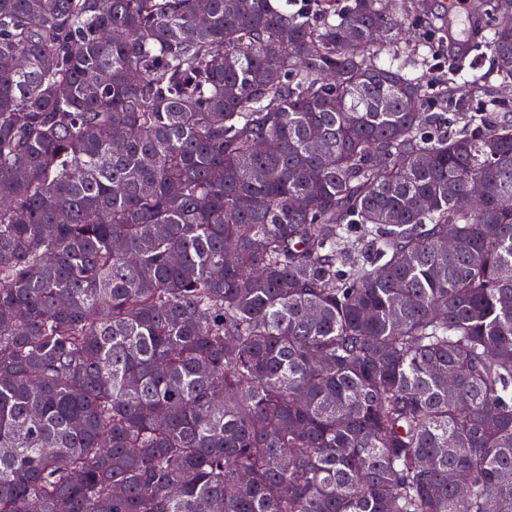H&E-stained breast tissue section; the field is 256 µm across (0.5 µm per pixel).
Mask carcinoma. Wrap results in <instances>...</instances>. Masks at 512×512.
<instances>
[{
	"mask_svg": "<svg viewBox=\"0 0 512 512\" xmlns=\"http://www.w3.org/2000/svg\"><path fill=\"white\" fill-rule=\"evenodd\" d=\"M206 2L0 0V512H512V0ZM423 1L425 12L421 13V15L408 17L403 21V25L398 30V44L400 45L399 50L408 51V49H411L413 45L418 44V42L415 39L413 41H410V43H408V41L405 40V38H408V27H414L420 29L421 31H424V15L426 14V11L428 12L430 11V9H432L433 11L434 8L437 7L436 0H427V2H425V0Z\"/></svg>",
	"mask_w": 512,
	"mask_h": 512,
	"instance_id": "1",
	"label": "carcinoma"
}]
</instances>
